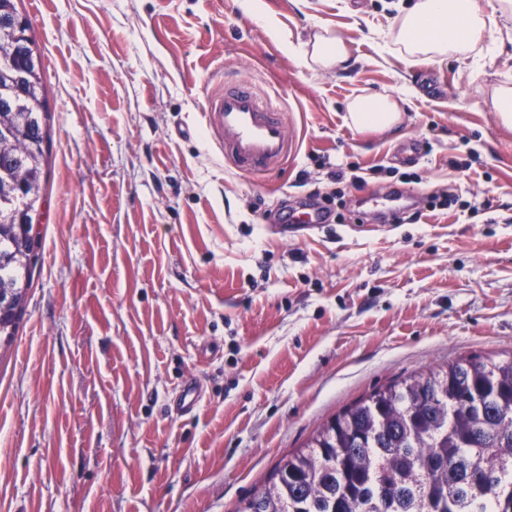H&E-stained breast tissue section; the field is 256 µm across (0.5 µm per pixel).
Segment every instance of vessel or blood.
I'll return each mask as SVG.
<instances>
[{"instance_id":"obj_1","label":"vessel or blood","mask_w":512,"mask_h":512,"mask_svg":"<svg viewBox=\"0 0 512 512\" xmlns=\"http://www.w3.org/2000/svg\"><path fill=\"white\" fill-rule=\"evenodd\" d=\"M204 121L225 164L243 174L270 172L296 150L277 106L244 81L219 82L208 98Z\"/></svg>"}]
</instances>
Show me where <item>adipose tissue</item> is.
I'll return each instance as SVG.
<instances>
[{
    "instance_id": "adipose-tissue-1",
    "label": "adipose tissue",
    "mask_w": 512,
    "mask_h": 512,
    "mask_svg": "<svg viewBox=\"0 0 512 512\" xmlns=\"http://www.w3.org/2000/svg\"><path fill=\"white\" fill-rule=\"evenodd\" d=\"M499 11L511 12L512 0H495L489 13L481 12L475 0H413L398 17L388 48L412 63L468 58L478 73L504 45L503 39L487 38L489 25ZM291 52L301 65L320 70L343 68L350 61L344 39L329 32L292 47ZM345 120L358 130H393L403 120L401 101L390 93L356 96L348 104Z\"/></svg>"
}]
</instances>
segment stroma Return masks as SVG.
I'll use <instances>...</instances> for the list:
<instances>
[{"label":"stroma","instance_id":"35a3bbf8","mask_svg":"<svg viewBox=\"0 0 512 512\" xmlns=\"http://www.w3.org/2000/svg\"><path fill=\"white\" fill-rule=\"evenodd\" d=\"M22 0L50 118L41 246L0 354V512H236L361 396L462 356L512 355V128L481 77L382 52L411 0ZM341 35L346 69L289 44ZM252 83L296 152L240 174L204 126L214 73ZM414 86L398 129L345 121ZM382 175H370L371 167ZM365 176L361 188L353 176ZM413 199L385 224L370 203ZM466 207L429 208L435 195ZM330 218L278 232L286 206ZM193 378L203 400H173Z\"/></svg>","mask_w":512,"mask_h":512}]
</instances>
